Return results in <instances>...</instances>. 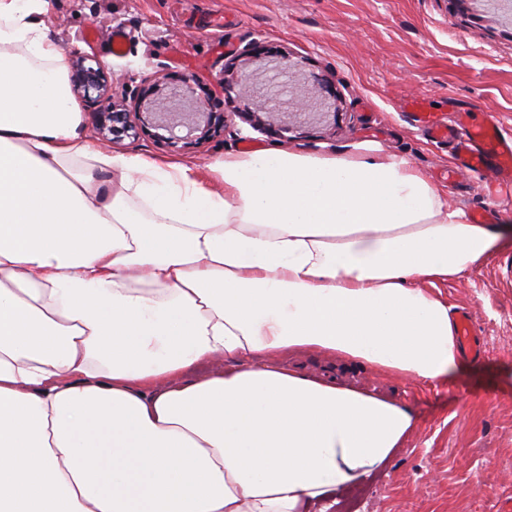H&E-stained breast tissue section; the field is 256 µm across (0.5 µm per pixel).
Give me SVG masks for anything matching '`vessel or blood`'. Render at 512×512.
<instances>
[{"mask_svg":"<svg viewBox=\"0 0 512 512\" xmlns=\"http://www.w3.org/2000/svg\"><path fill=\"white\" fill-rule=\"evenodd\" d=\"M419 99L406 100L416 126L432 142L448 145L455 156L454 172L493 171L496 178L512 182V134L507 133L495 117L474 123L467 113L439 119L421 111Z\"/></svg>","mask_w":512,"mask_h":512,"instance_id":"vessel-or-blood-1","label":"vessel or blood"}]
</instances>
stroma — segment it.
Instances as JSON below:
<instances>
[{
	"label": "stroma",
	"mask_w": 512,
	"mask_h": 512,
	"mask_svg": "<svg viewBox=\"0 0 512 512\" xmlns=\"http://www.w3.org/2000/svg\"><path fill=\"white\" fill-rule=\"evenodd\" d=\"M44 21L51 39L96 61L117 103L149 84L166 101L172 83L192 75L224 114L223 129L205 140L179 127L176 144L140 133L112 151L202 170L247 149L355 154L370 143L408 160L454 207L512 222V185L485 173L445 180L447 146L430 144L403 110L421 93L445 115H492L512 130V13L498 0H48ZM254 39L294 62L313 98L333 91L338 115L278 135L251 121L250 101H225L223 79L260 66L237 57ZM434 292L452 316L469 312L480 344L453 380L382 378L314 353L293 359L304 373L405 405L419 422L386 468L337 493L330 512H512V385L502 377L512 367V245Z\"/></svg>",
	"instance_id": "stroma-1"
}]
</instances>
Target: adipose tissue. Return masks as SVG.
Returning a JSON list of instances; mask_svg holds the SVG:
<instances>
[{
  "label": "adipose tissue",
  "mask_w": 512,
  "mask_h": 512,
  "mask_svg": "<svg viewBox=\"0 0 512 512\" xmlns=\"http://www.w3.org/2000/svg\"><path fill=\"white\" fill-rule=\"evenodd\" d=\"M44 11L0 0V512H308L384 467L412 410L277 356L452 379L430 287L512 226L378 148H101Z\"/></svg>",
  "instance_id": "1"
}]
</instances>
